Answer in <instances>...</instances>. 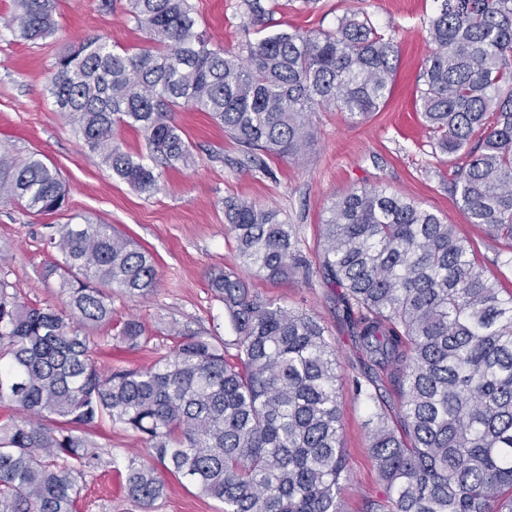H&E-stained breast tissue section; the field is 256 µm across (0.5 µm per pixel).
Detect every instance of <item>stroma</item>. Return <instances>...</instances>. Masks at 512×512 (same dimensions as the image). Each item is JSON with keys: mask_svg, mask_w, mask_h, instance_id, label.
Returning a JSON list of instances; mask_svg holds the SVG:
<instances>
[{"mask_svg": "<svg viewBox=\"0 0 512 512\" xmlns=\"http://www.w3.org/2000/svg\"><path fill=\"white\" fill-rule=\"evenodd\" d=\"M200 30L213 42L238 47L283 30L331 31L346 11L358 9L399 44L392 94L370 117L345 112L315 116L317 138L303 163L266 157V171L243 163L239 146L202 112L178 109L172 115L194 146L195 163L163 170L159 188L134 190L113 177L83 145L74 126L46 91L55 59L71 45L102 37L116 49L137 53L145 44L127 10L128 0H56L57 31L28 42L0 24V155L21 160L37 154L61 174L68 191L65 210L33 215L0 203V279L19 300L64 310L67 298L46 268L59 259L50 237L58 225L89 217L116 225L149 250L156 261L158 286L145 298L112 294V325L98 327L89 347L100 362L130 368L149 367L177 344L171 329L232 337L224 305L211 292L207 275L216 266L236 262L224 224V202L248 199L280 210L295 224L301 247L318 263L320 226L331 203L351 188L383 186L414 199L470 236L485 274L512 290V248L469 224L444 180L452 164L434 154L429 132L415 109L419 76L431 51L425 24L437 0H265V25L246 28L242 0H191ZM253 292L292 309L315 312L335 343L341 362L337 386L342 445L348 477L340 483L343 512H366L368 502L384 497L383 484L368 452L370 413L351 393V375L360 354L350 340L336 292L318 273L283 281L250 277ZM142 321L147 334L131 348L117 337L116 323ZM166 495L154 512H222L221 503L201 496L187 482L166 481ZM80 512H135L126 499L124 477L102 464L82 484Z\"/></svg>", "mask_w": 512, "mask_h": 512, "instance_id": "stroma-1", "label": "stroma"}]
</instances>
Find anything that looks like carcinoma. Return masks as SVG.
Here are the masks:
<instances>
[{
    "label": "carcinoma",
    "instance_id": "1",
    "mask_svg": "<svg viewBox=\"0 0 512 512\" xmlns=\"http://www.w3.org/2000/svg\"><path fill=\"white\" fill-rule=\"evenodd\" d=\"M418 111L433 144L456 160L448 190L468 221L512 242V0H438ZM148 47L135 55L88 40L55 62L48 92L87 149L140 192L159 168L193 152L171 119L205 112L244 160L305 158L313 117L367 118L391 93L399 46L358 13L329 32L282 31L213 44L190 0H129ZM264 23L263 0H242ZM55 0H15L6 26L27 41L57 27ZM142 133L127 151L115 130ZM67 190L38 155L0 156V202L34 214L62 211ZM238 269L211 270L235 338L198 333L146 369L104 368L88 331L112 323V289L137 298L157 287L153 256L110 224H63L53 244L69 313L18 299L0 280V404L22 413L0 423V512H78L79 480L102 463L86 436L107 420L145 445L126 458V497L152 509L163 468L224 504V512H341L342 448L335 344L319 317L263 298L240 275L308 277L295 225L248 200L224 202ZM317 273L337 290L366 372L354 399L374 406L379 381L397 403L374 413L368 450L385 501L367 512H512V290L485 276L473 240L413 199L382 186L354 188L321 224ZM117 336L138 345L136 318Z\"/></svg>",
    "mask_w": 512,
    "mask_h": 512
}]
</instances>
